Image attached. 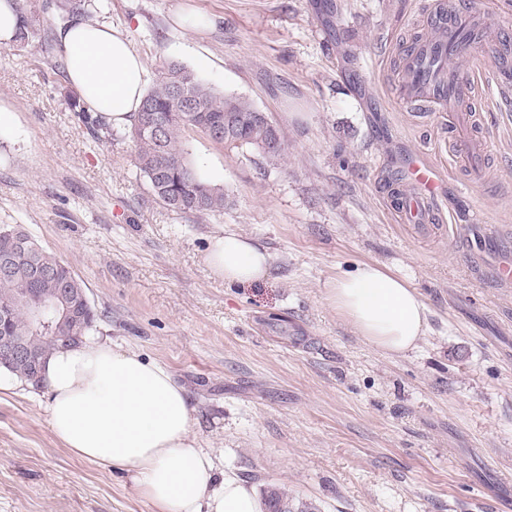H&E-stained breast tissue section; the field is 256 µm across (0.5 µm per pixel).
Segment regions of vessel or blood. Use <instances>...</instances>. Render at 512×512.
<instances>
[{
	"label": "vessel or blood",
	"mask_w": 512,
	"mask_h": 512,
	"mask_svg": "<svg viewBox=\"0 0 512 512\" xmlns=\"http://www.w3.org/2000/svg\"><path fill=\"white\" fill-rule=\"evenodd\" d=\"M418 10L427 33L404 51L403 78L395 95L401 104L434 113L452 135L438 141L433 152L408 156L391 190L402 223L429 232L445 221L434 154L448 155L455 170L477 175L479 159L491 145L490 136L474 134L480 119L478 96L482 87L492 86L501 99H512V68L494 65L486 52L487 32L495 20L490 10L477 8L473 0H454L449 7L441 0H420ZM452 55L470 58L469 74L445 69Z\"/></svg>",
	"instance_id": "b4317fda"
}]
</instances>
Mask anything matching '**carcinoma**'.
Listing matches in <instances>:
<instances>
[{"label": "carcinoma", "mask_w": 512, "mask_h": 512, "mask_svg": "<svg viewBox=\"0 0 512 512\" xmlns=\"http://www.w3.org/2000/svg\"><path fill=\"white\" fill-rule=\"evenodd\" d=\"M18 14V31L14 41L25 44L34 34V19L27 0H14ZM56 9L64 19L85 13V0H59ZM157 117L162 136H157L148 116ZM215 127L224 129L219 143L230 149L248 146L259 151L271 163L283 159L285 146L268 150L270 139L284 141L277 127L257 117V110L246 101L216 92L191 69L170 63L147 91L133 119L130 137L135 146V163L146 178L151 191L169 209L183 213H213L224 210V190L209 182L189 161L180 134L186 128L210 134ZM17 247L21 260L0 275V306L14 302L17 294L29 288L37 297L53 296L60 288L78 289L85 283L45 249L22 225L0 224V253ZM95 322L92 308L80 302L65 326L57 331L30 328L25 313L14 316L9 329L15 336L29 337V346L42 358L68 347L66 337L86 336ZM270 512H315L316 506L301 502L290 507V497L283 488L271 484L265 490Z\"/></svg>", "instance_id": "carcinoma-1"}]
</instances>
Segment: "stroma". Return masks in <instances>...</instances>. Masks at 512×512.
<instances>
[{
	"label": "stroma",
	"mask_w": 512,
	"mask_h": 512,
	"mask_svg": "<svg viewBox=\"0 0 512 512\" xmlns=\"http://www.w3.org/2000/svg\"><path fill=\"white\" fill-rule=\"evenodd\" d=\"M53 0H30L25 46L0 45V224L24 225L84 281L92 333L166 366L218 470L284 487L319 512H512V111L484 122L493 155L461 185L436 163L445 214L468 231L423 236L388 201L404 155L438 135L392 98L416 0H86L87 20L128 37L146 83L179 62L247 100L284 136L275 166L196 129L188 158L223 188V213H177L135 165L128 126L92 136ZM204 14L208 26L182 17ZM496 238L468 224L472 209ZM236 231L271 256L269 276L224 284L205 261ZM374 263L404 278L428 328L383 352L326 298ZM46 387L0 394V512H157L130 473L74 456L47 422Z\"/></svg>",
	"instance_id": "35a3bbf8"
}]
</instances>
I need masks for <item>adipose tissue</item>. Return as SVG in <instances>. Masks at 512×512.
<instances>
[{
    "instance_id": "ef3b65f1",
    "label": "adipose tissue",
    "mask_w": 512,
    "mask_h": 512,
    "mask_svg": "<svg viewBox=\"0 0 512 512\" xmlns=\"http://www.w3.org/2000/svg\"><path fill=\"white\" fill-rule=\"evenodd\" d=\"M58 37L82 102L127 123L143 98L146 68L123 32L77 19ZM206 262L226 284H250L268 276L271 256L230 232L212 238ZM328 300L359 336L390 354L411 352L427 330L420 294L375 264L337 275ZM43 375L52 434L78 458L130 470L158 512H265L252 484L217 472L198 447L186 391L167 367L88 336L52 354Z\"/></svg>"
}]
</instances>
